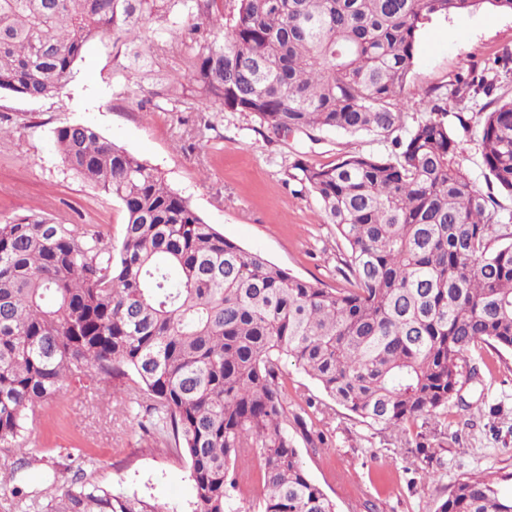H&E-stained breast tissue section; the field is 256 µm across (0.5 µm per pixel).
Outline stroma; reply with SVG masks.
<instances>
[{
	"instance_id": "1",
	"label": "stroma",
	"mask_w": 512,
	"mask_h": 512,
	"mask_svg": "<svg viewBox=\"0 0 512 512\" xmlns=\"http://www.w3.org/2000/svg\"><path fill=\"white\" fill-rule=\"evenodd\" d=\"M179 38L173 25L160 38L145 29L137 40L142 54L134 57L99 36L60 94L28 99L0 92V127L8 131L0 138V224L31 216L121 242V204L74 175L53 144L55 127L80 123L147 161L225 237L298 277L341 286L336 231L325 223L315 195L299 190L287 174L298 159L326 164L344 151L385 156L391 142L332 132L314 142L292 135L271 143L253 114L202 113L183 78L185 64L170 50ZM506 49L512 50V13L493 6L426 21L403 92L408 120L423 117L417 101L425 89ZM484 100L481 94L449 100L448 125L461 148L460 163L506 216L512 195L489 176L474 144L477 105ZM459 111L467 126L459 125ZM475 363L479 376L461 391L470 410L449 404L447 417L417 420L403 434L360 423L315 381L289 369V388L311 402L304 410L310 436L296 444L337 512H435L458 479L474 474H510L503 488L512 490V353L488 347ZM149 426L144 408L111 384L66 386L28 416L27 445L41 449L44 460L17 486L26 494L64 484L71 474L54 464L82 448L99 484L167 512H192L189 465L169 454Z\"/></svg>"
}]
</instances>
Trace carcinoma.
<instances>
[{
    "label": "carcinoma",
    "mask_w": 512,
    "mask_h": 512,
    "mask_svg": "<svg viewBox=\"0 0 512 512\" xmlns=\"http://www.w3.org/2000/svg\"><path fill=\"white\" fill-rule=\"evenodd\" d=\"M0 0V91L59 94L97 36L131 46L153 21L182 23L177 50L207 112L256 116L269 132L309 140L340 132L392 138L378 158L298 159L288 178L318 199L342 245L345 285L324 288L206 223L146 161L93 127L52 131L70 171L119 201L117 246L98 232L23 217L0 224V449L18 456L4 490L35 468L29 411L67 383L129 379L155 414L169 453L185 458L192 512H242L231 489L261 453V512H336L288 427V363L360 422L402 431L459 398L482 345L512 351V216L498 212L457 162L450 97L488 101L477 145L512 194V99L493 96L512 54L476 62L444 91H424L429 116L404 128L402 92L417 33L433 16L512 0ZM13 512H162L80 469ZM436 512H512L490 476L459 480Z\"/></svg>",
    "instance_id": "obj_1"
}]
</instances>
